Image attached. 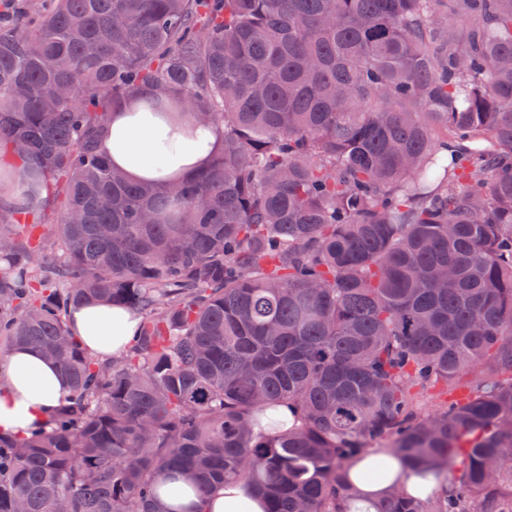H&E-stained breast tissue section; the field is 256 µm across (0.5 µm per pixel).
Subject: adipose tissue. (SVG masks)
<instances>
[{"instance_id":"1","label":"adipose tissue","mask_w":512,"mask_h":512,"mask_svg":"<svg viewBox=\"0 0 512 512\" xmlns=\"http://www.w3.org/2000/svg\"><path fill=\"white\" fill-rule=\"evenodd\" d=\"M108 132L99 143L113 167L134 183L172 181L192 176L207 166L222 145V129L196 123L181 106L160 99L146 104L134 99L113 112ZM193 150H184V142ZM35 160L9 158L0 164V203L28 207L34 194L27 184L36 170ZM134 313L102 303L78 306L70 314L74 336L93 356L105 359L124 351L138 332ZM68 392V383L56 363L32 349L15 350L0 363V432L17 435L45 422ZM157 502L161 512H265V501L248 495L236 482L225 483L208 495L175 473L164 474ZM428 501L445 489L443 479L421 476L391 461L388 481L357 483L359 501L372 503L390 487Z\"/></svg>"}]
</instances>
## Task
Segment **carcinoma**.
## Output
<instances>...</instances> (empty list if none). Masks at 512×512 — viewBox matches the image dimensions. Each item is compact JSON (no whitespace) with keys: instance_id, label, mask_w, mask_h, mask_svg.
<instances>
[{"instance_id":"1","label":"carcinoma","mask_w":512,"mask_h":512,"mask_svg":"<svg viewBox=\"0 0 512 512\" xmlns=\"http://www.w3.org/2000/svg\"><path fill=\"white\" fill-rule=\"evenodd\" d=\"M137 94L222 149L127 181L99 141ZM1 140L60 210L48 255L0 225V357L69 394L0 435V512H161L168 471L352 512L373 442L450 473L376 512H512V0H55L0 23ZM93 301L141 317L109 360ZM139 319L134 313L102 303L78 306L70 314L74 336L95 357L117 356L138 332Z\"/></svg>"}]
</instances>
